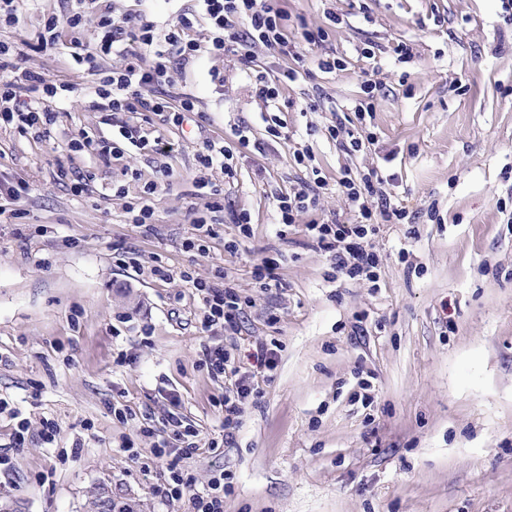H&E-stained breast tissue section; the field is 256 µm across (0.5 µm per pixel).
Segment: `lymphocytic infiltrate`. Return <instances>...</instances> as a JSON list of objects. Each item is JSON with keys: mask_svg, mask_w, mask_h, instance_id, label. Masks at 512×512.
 I'll list each match as a JSON object with an SVG mask.
<instances>
[{"mask_svg": "<svg viewBox=\"0 0 512 512\" xmlns=\"http://www.w3.org/2000/svg\"><path fill=\"white\" fill-rule=\"evenodd\" d=\"M92 0H74L66 17L48 16L36 48L41 52L70 55L74 64L95 67L98 57H119V67L103 72L97 94L106 100L114 112H168L174 123H182L186 114L195 112L192 98H182L171 105L168 98L154 95V88L165 84L171 62L187 63L198 47L184 34L191 26L186 14H179L169 24L164 37H157L155 25L142 14L115 17L102 12L103 35L94 45L78 42L60 43V27L77 28L83 20L86 5ZM204 15L216 27L218 34L212 40L214 53L234 54L243 62H251L252 49L263 46L274 56L292 59L286 69L271 71L259 78V96L268 105H276L281 85L295 81L298 66L304 55L296 44L289 42L284 30L286 12L272 0H197ZM155 57L152 67H143L142 53ZM75 84L51 80L43 72L19 69L8 46L0 43V123H19L22 129L40 130L53 124L55 114L49 108L35 107L29 102L31 94L52 99H63L74 92ZM382 175L370 172L361 177L343 174L337 182L339 190L350 202L355 215L348 220L311 222L307 233L328 254L338 272L351 279L377 281L378 262L375 253L366 246L368 238L378 232V222L398 224L407 216L405 207L393 202L381 190ZM202 298L203 324L236 326L243 303L230 283L200 281L196 284ZM167 437L154 444L156 458L169 459V477L161 489L162 497L187 499L191 512H224V497L232 491L225 474H218L207 487L196 485L193 475L174 464V457L191 456L201 446L198 432L177 414L167 416Z\"/></svg>", "mask_w": 512, "mask_h": 512, "instance_id": "obj_1", "label": "lymphocytic infiltrate"}]
</instances>
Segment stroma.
Wrapping results in <instances>:
<instances>
[{
    "instance_id": "obj_1",
    "label": "stroma",
    "mask_w": 512,
    "mask_h": 512,
    "mask_svg": "<svg viewBox=\"0 0 512 512\" xmlns=\"http://www.w3.org/2000/svg\"><path fill=\"white\" fill-rule=\"evenodd\" d=\"M109 4L117 16L150 10L160 34L189 14L199 50L171 64L161 91L193 98L197 112L177 125L98 107L99 73L117 57L80 69L35 49L45 16H65L70 0H24L18 23L0 25L19 66L77 85L46 133L0 127V172L30 185L18 215L0 219V398L9 403L0 446L10 458L0 498L21 512H89L98 496L135 512H190L187 500L160 496L167 464L137 423L161 425L172 393L201 438L220 440L219 400L234 377L209 373L204 345H224L235 366L256 371L255 344L272 341L278 368L256 372L259 394L244 402L233 443L180 462L202 486L232 474L224 512H512V22L500 0H282L289 37L304 26L328 33L281 89L282 138L255 88L286 60L261 47L247 65L211 53L216 30L196 0ZM400 42L413 49L409 62L393 52ZM329 58L344 69L318 68ZM367 78L379 84L375 139L350 153L330 130L355 122ZM123 124L170 151L132 146ZM83 133L117 139L120 154L63 150ZM209 141L230 148L236 168L232 178L204 172L223 198L215 214L194 181ZM303 147L312 158L300 164ZM375 167L396 175L408 216L373 237V283L336 272L305 226L347 215L343 169ZM317 178L326 187L315 207L280 228L276 195ZM151 181L163 185L152 221L133 224ZM243 211L247 239L235 224ZM210 216L207 253L185 251ZM233 240L237 251L225 250ZM267 258L277 265L272 288L252 274ZM219 270L245 306L235 329L205 332L192 281ZM20 417L32 435L15 448ZM46 420L58 427L50 444L39 436Z\"/></svg>"
}]
</instances>
